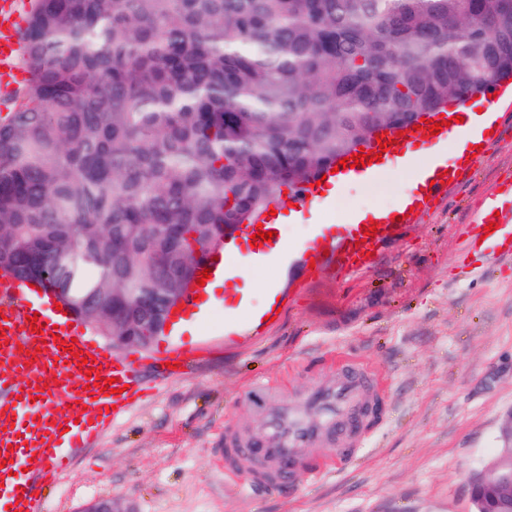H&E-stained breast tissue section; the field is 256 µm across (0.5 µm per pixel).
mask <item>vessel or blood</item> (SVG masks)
<instances>
[{
    "mask_svg": "<svg viewBox=\"0 0 512 512\" xmlns=\"http://www.w3.org/2000/svg\"><path fill=\"white\" fill-rule=\"evenodd\" d=\"M30 0H0V87L12 89L23 56L17 24ZM447 132L430 135L428 127L409 129L390 146V160L404 157L414 143L435 149ZM497 222L486 238L471 237L461 251L479 249L485 263L512 260V184L492 191L476 221L478 231ZM365 224L337 225L336 251L340 269L361 272L369 268L375 237L385 236L389 225H380L376 236H365ZM37 315L41 333H33L28 318ZM69 341L72 351L58 348ZM87 358L80 368L79 358ZM95 368L101 379H118L124 392L113 393L88 384L87 370ZM145 382L134 360L117 357L86 339L80 324L63 322L48 298L30 299L25 282L0 281V512H42L36 487L55 483L70 471L74 452L94 440L119 414L138 401ZM382 390L367 369L341 366L335 381L313 390L306 404L277 402L267 407L265 424L249 447H238L226 434L224 473L250 485L276 487L303 476L316 481L340 466L357 462L358 448H322L319 427L301 422L305 407L320 410L329 422L357 432L366 408L380 402ZM66 409H57V401ZM26 479H18L19 471Z\"/></svg>",
    "mask_w": 512,
    "mask_h": 512,
    "instance_id": "1",
    "label": "vessel or blood"
}]
</instances>
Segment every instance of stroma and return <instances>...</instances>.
<instances>
[{
	"label": "stroma",
	"instance_id": "1",
	"mask_svg": "<svg viewBox=\"0 0 512 512\" xmlns=\"http://www.w3.org/2000/svg\"><path fill=\"white\" fill-rule=\"evenodd\" d=\"M469 105L499 114L480 164L381 243L371 269L301 285L297 267L271 263L236 281L256 307L270 284L290 290L262 340L225 349L219 288L197 329L185 325L149 349L128 350L153 380L163 353L208 346L186 377L145 397L77 453L56 487L41 489L46 512H79L96 496L137 512H470L471 477L512 425V265L484 274L482 255L457 244L474 233L487 195L512 180V96L478 95ZM406 180L395 173L372 191L350 184L337 211L319 221L339 224L353 208L393 205ZM341 360L381 373L386 385L383 417L362 432L363 459L274 491L225 482V429L247 441L264 419L252 386L300 399L335 378Z\"/></svg>",
	"mask_w": 512,
	"mask_h": 512
}]
</instances>
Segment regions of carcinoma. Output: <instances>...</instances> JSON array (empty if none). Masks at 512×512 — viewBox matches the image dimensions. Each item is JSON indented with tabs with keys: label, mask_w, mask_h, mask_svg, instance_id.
Segmentation results:
<instances>
[{
	"label": "carcinoma",
	"mask_w": 512,
	"mask_h": 512,
	"mask_svg": "<svg viewBox=\"0 0 512 512\" xmlns=\"http://www.w3.org/2000/svg\"><path fill=\"white\" fill-rule=\"evenodd\" d=\"M21 40L0 268L107 299L187 287L224 225L512 78V0H38Z\"/></svg>",
	"instance_id": "cac0c4a2"
}]
</instances>
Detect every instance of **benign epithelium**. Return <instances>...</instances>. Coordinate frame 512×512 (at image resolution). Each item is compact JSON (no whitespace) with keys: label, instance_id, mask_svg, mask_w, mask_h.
Listing matches in <instances>:
<instances>
[{"label":"benign epithelium","instance_id":"benign-epithelium-1","mask_svg":"<svg viewBox=\"0 0 512 512\" xmlns=\"http://www.w3.org/2000/svg\"><path fill=\"white\" fill-rule=\"evenodd\" d=\"M185 296L183 288H143L132 306H114L109 308L92 300L85 307L100 310L120 329L132 321L149 322L165 329L170 323L180 302ZM112 346L123 349L136 345L148 348L152 339L147 336H111ZM489 467L497 472V484L487 487L482 478L471 479L470 502L472 512H512V430L502 436L499 454L489 462ZM79 512H134L110 497L93 498L85 502Z\"/></svg>","mask_w":512,"mask_h":512}]
</instances>
